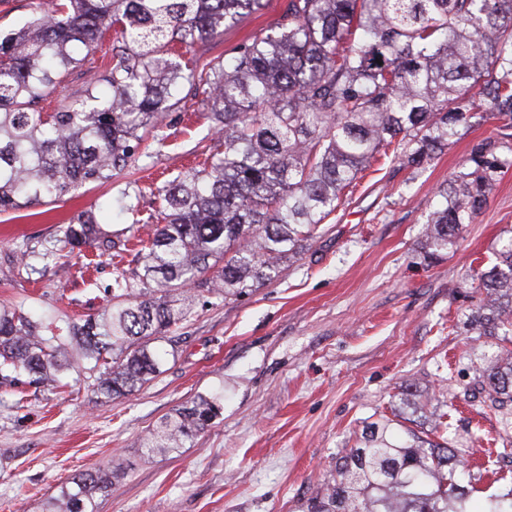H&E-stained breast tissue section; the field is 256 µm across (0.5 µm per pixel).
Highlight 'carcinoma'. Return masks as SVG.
<instances>
[{
	"mask_svg": "<svg viewBox=\"0 0 512 512\" xmlns=\"http://www.w3.org/2000/svg\"><path fill=\"white\" fill-rule=\"evenodd\" d=\"M264 0H53L0 41V211L59 198L78 184L107 181L135 155L142 134L159 144L183 81L202 90L217 140L207 166L158 190L167 223L137 254L141 270L117 273L100 319L44 336L39 323L0 308V379L47 390L95 362L107 398L130 395L159 372L161 335L188 319L198 296L241 297L298 257L340 195L381 149L419 166L459 127L493 112L512 128V0H287L279 18L228 58L184 72L173 45L211 41ZM121 45L106 90L45 114L37 108L76 67L75 42L96 49L112 28ZM478 92H473L474 88ZM512 141L483 139L436 193L426 246L453 247L486 203ZM64 246L118 248L86 213L64 229ZM485 297L469 324L512 343V237L492 267L473 275ZM493 408L512 405V349L476 375ZM200 397L163 418L141 447L165 456L217 415ZM125 469L111 462L63 487L55 512H94L95 497ZM481 475L454 448L416 436L396 443L374 423L336 459L332 482L309 512H512V488L476 508Z\"/></svg>",
	"mask_w": 512,
	"mask_h": 512,
	"instance_id": "cac0c4a2",
	"label": "carcinoma"
}]
</instances>
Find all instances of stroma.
<instances>
[{"instance_id": "35a3bbf8", "label": "stroma", "mask_w": 512, "mask_h": 512, "mask_svg": "<svg viewBox=\"0 0 512 512\" xmlns=\"http://www.w3.org/2000/svg\"><path fill=\"white\" fill-rule=\"evenodd\" d=\"M284 0H269L222 36L180 55L188 66L230 55L272 26ZM108 31L94 54L75 48L78 67L41 99L60 110L104 75L116 44ZM177 110L163 121L167 145L144 140L110 181L86 184L62 200L0 213V307L49 327L100 313L112 302L116 270L134 272L133 250L149 240L158 190L206 161L214 130L202 92L179 86ZM492 113L461 127L454 142L421 168L380 156L346 189L301 257L238 300L198 310L167 345L160 374L119 399L98 396L89 371H69L51 392L0 385V512H46L48 501L82 473L124 459L95 512H307L356 447L367 424L426 435L443 415L440 437L465 449L480 490L512 487V427L474 387L497 337L466 324L480 293L471 286L512 236V166L505 169L455 245L425 247L428 214L474 143L499 138ZM135 205L137 215L127 214ZM95 212L103 228L129 241L114 257L81 247L44 259L67 224ZM412 393L404 409L398 394ZM199 395L219 396L210 425L184 448L148 455L139 443L162 418Z\"/></svg>"}]
</instances>
